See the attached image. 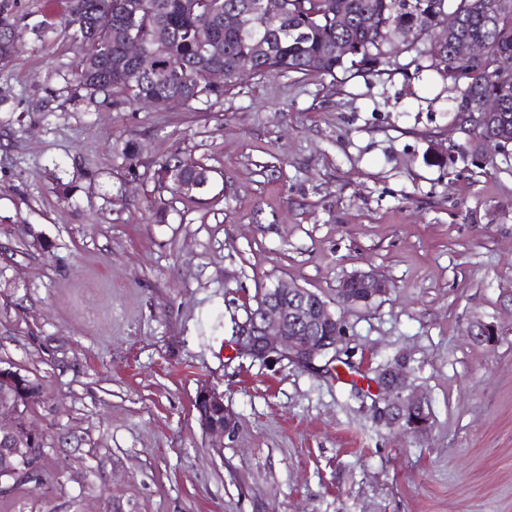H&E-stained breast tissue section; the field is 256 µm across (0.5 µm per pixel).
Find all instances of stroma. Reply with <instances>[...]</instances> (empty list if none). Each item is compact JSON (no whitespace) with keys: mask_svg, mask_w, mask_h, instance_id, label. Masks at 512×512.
<instances>
[{"mask_svg":"<svg viewBox=\"0 0 512 512\" xmlns=\"http://www.w3.org/2000/svg\"><path fill=\"white\" fill-rule=\"evenodd\" d=\"M6 6L0 368L40 385L45 482H0V512H512V144L473 158L454 83L397 39L380 72H247L207 103L97 110L68 0ZM173 155L212 170L206 193L158 181ZM357 271L390 293L339 305ZM279 280L341 320L338 377L237 351ZM389 366L429 406L422 434L376 416ZM203 387L233 436L204 430ZM20 34L17 25L0 4V64L6 66L18 55L20 49Z\"/></svg>","mask_w":512,"mask_h":512,"instance_id":"1","label":"stroma"}]
</instances>
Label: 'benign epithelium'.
Segmentation results:
<instances>
[{"mask_svg": "<svg viewBox=\"0 0 512 512\" xmlns=\"http://www.w3.org/2000/svg\"><path fill=\"white\" fill-rule=\"evenodd\" d=\"M126 57L142 69L152 68L154 57L145 52L142 41L131 35L125 43ZM485 47L481 44L461 42L455 46V53L461 59L482 56ZM368 286V300L387 295L390 285L370 271H359L345 278L339 288V297L347 305H357L360 300L352 297L347 289L356 280ZM311 291L284 280L261 293L255 308L242 327L236 341L237 349L256 360H288L305 369L317 368V362L337 351L343 327L329 306H309ZM301 320L307 326L309 335L293 336L288 329L289 322ZM324 325L336 329L333 336H319L318 330ZM382 392L380 401L384 407H376L379 418L404 434H418L428 429L430 414L425 399L409 386L403 375L394 368H388L377 379ZM32 394L23 388L22 377L17 371L0 369V480L4 478L31 480L42 483V477H33L37 470L35 457L40 443L39 435L16 420L15 414ZM195 409L204 428L211 432L230 435L234 432V419L224 406V396L204 388L195 400Z\"/></svg>", "mask_w": 512, "mask_h": 512, "instance_id": "benign-epithelium-1", "label": "benign epithelium"}]
</instances>
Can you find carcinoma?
I'll return each mask as SVG.
<instances>
[{"mask_svg": "<svg viewBox=\"0 0 512 512\" xmlns=\"http://www.w3.org/2000/svg\"><path fill=\"white\" fill-rule=\"evenodd\" d=\"M236 9L252 13L250 32L224 23L227 12ZM448 11L459 15L461 25L445 31L440 16ZM68 12L74 41H94L115 61L123 55L131 20L155 56L150 71L130 61L109 68L104 59L78 58L76 85L89 106L107 104L118 111L142 97L154 99L161 110L207 103L223 94L207 78L216 63L224 68L226 82L242 67L260 76L374 72L390 65L385 46L393 38L410 36L413 45L439 38L445 42L441 54L418 48L413 62L454 82L460 93L452 108L455 118L476 117L469 122L474 151L512 143V0H203L194 14L184 12L183 0H69ZM158 27L168 33L162 43L152 40ZM200 32L207 34L204 46L197 40ZM460 40L482 43L486 52L464 61L453 51ZM19 49L17 25L0 6V64L11 63ZM489 97L498 100L490 113ZM157 176L178 190L191 181H212L211 170L199 165L188 172L179 159L161 164Z\"/></svg>", "mask_w": 512, "mask_h": 512, "instance_id": "carcinoma-1", "label": "carcinoma"}]
</instances>
